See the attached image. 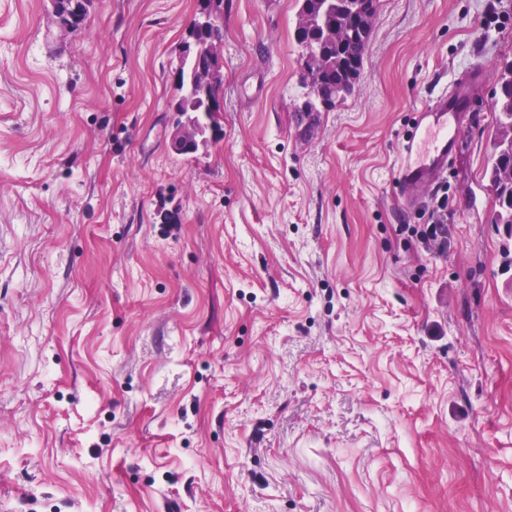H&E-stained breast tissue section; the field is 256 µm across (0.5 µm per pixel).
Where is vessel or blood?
Listing matches in <instances>:
<instances>
[{
    "label": "vessel or blood",
    "mask_w": 512,
    "mask_h": 512,
    "mask_svg": "<svg viewBox=\"0 0 512 512\" xmlns=\"http://www.w3.org/2000/svg\"><path fill=\"white\" fill-rule=\"evenodd\" d=\"M486 83L485 66L470 63L449 87L415 113L409 133L400 140L393 176V189L401 200L423 203L447 173L467 124L473 94Z\"/></svg>",
    "instance_id": "b4317fda"
}]
</instances>
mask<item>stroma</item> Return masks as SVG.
<instances>
[{
	"label": "stroma",
	"mask_w": 512,
	"mask_h": 512,
	"mask_svg": "<svg viewBox=\"0 0 512 512\" xmlns=\"http://www.w3.org/2000/svg\"><path fill=\"white\" fill-rule=\"evenodd\" d=\"M377 0L354 93L307 99L298 0H224L222 110L177 155L198 0H0V512H512V240L493 84L443 183L399 140L512 0ZM59 27L65 31L75 30L82 20L80 0H52ZM440 191L439 187L432 194L435 205L419 215L421 219L427 214L424 224L414 225L413 231L423 244L443 251L448 249V193L439 195Z\"/></svg>",
	"instance_id": "stroma-1"
}]
</instances>
